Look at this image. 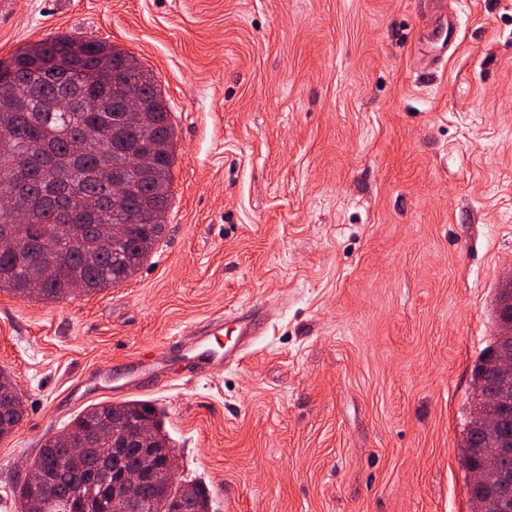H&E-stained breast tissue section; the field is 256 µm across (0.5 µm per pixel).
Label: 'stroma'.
<instances>
[{"mask_svg": "<svg viewBox=\"0 0 512 512\" xmlns=\"http://www.w3.org/2000/svg\"><path fill=\"white\" fill-rule=\"evenodd\" d=\"M444 2L445 51L421 0H0V62L107 42L153 72L176 141L165 235L132 278L0 291L26 409L0 512L49 437L133 399L163 409L212 512H474L460 448L512 281V0ZM255 303L239 364L178 356Z\"/></svg>", "mask_w": 512, "mask_h": 512, "instance_id": "stroma-1", "label": "stroma"}]
</instances>
